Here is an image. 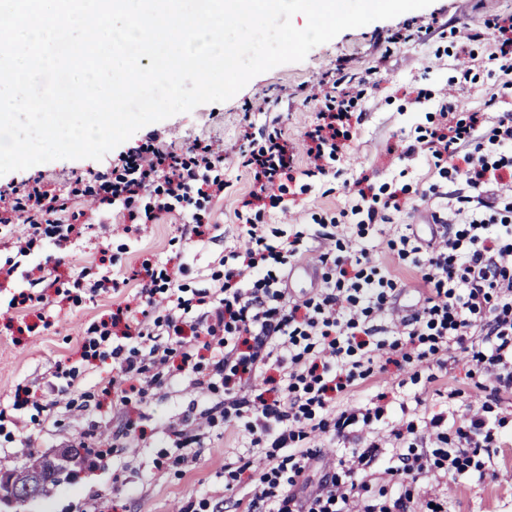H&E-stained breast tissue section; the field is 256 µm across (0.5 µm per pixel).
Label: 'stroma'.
Returning <instances> with one entry per match:
<instances>
[{
  "label": "stroma",
  "instance_id": "stroma-1",
  "mask_svg": "<svg viewBox=\"0 0 512 512\" xmlns=\"http://www.w3.org/2000/svg\"><path fill=\"white\" fill-rule=\"evenodd\" d=\"M512 15V0H433L426 8L389 20L349 29L330 42L313 48L298 63L284 64L252 78L233 98L199 105L135 132L102 159L55 160L0 176V190L42 180L62 190L74 188L75 177H89L141 145L147 134L164 143L212 139L224 145V178L233 193L200 212L202 222L215 225L212 238L191 239L181 215L170 214L161 224L126 233L113 225L95 226L92 233L67 250L49 239L37 241L18 254L9 232L0 233V267L13 268L0 280V467L22 466L23 449L51 453L61 448L81 449L76 474L62 475L53 492L30 499L21 507L3 506L0 512H235L240 491L224 488V466L249 458L245 434L225 430L223 422L201 426L207 414L224 398L223 388L210 389L198 382L192 368L163 378L143 399L121 403L112 389L111 342L100 343L95 356L85 355L82 341L87 329L108 317L112 295L97 288L105 271H124L143 259L178 267L177 279L190 290L216 288L214 273L230 250L244 247L242 223L235 217L241 194L249 181L239 165L240 146L260 147L268 133L282 130L297 153L300 166L308 161L303 134L315 122L314 103L304 102L301 88L339 80L360 118L343 128L344 147L324 177H297L286 183L278 208L265 210L263 223L316 225L350 209L353 183L367 177L374 194L386 197L403 189L404 206L393 214L396 224L412 225L430 238V213L439 193L451 191L441 178L447 160L426 156L401 157L402 145L440 129V109L452 100L457 117L486 113L496 120L512 111V63L499 55L492 30L485 21L494 15ZM411 28L406 42H391L392 34ZM478 38L469 40L467 30ZM107 249L110 267L98 261ZM63 255L55 287L25 317H17L9 303L20 293L32 292L36 267L47 256ZM378 263L396 277L401 287L397 306L415 307L413 287L417 268L398 263L386 245L375 253ZM75 368L78 390L56 379L58 368ZM464 359L446 368L420 362L397 369L388 366L374 381L341 396L337 409L369 404L386 392L390 404L387 423L374 431L387 433L402 419L431 417L446 411L451 391H461L472 402L483 400ZM30 388L32 404L14 408L17 385ZM53 401L52 418L38 412L40 403ZM504 418L500 446L492 451V473L471 474L455 484L420 476L415 492L448 498V512H512V393H504L494 409ZM131 436H121L126 423ZM193 436V443L178 447L176 431Z\"/></svg>",
  "mask_w": 512,
  "mask_h": 512
}]
</instances>
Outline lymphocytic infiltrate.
<instances>
[{
	"instance_id": "f902f5d3",
	"label": "lymphocytic infiltrate",
	"mask_w": 512,
	"mask_h": 512,
	"mask_svg": "<svg viewBox=\"0 0 512 512\" xmlns=\"http://www.w3.org/2000/svg\"><path fill=\"white\" fill-rule=\"evenodd\" d=\"M350 109L344 95L326 96L305 132L315 173L325 174L327 157L336 154ZM402 154L449 157L445 178L464 181L470 189L466 195L449 193L434 212L440 230L430 240L393 229L388 248L420 272L419 306L410 312L396 308L398 282L376 262L371 247L357 245L335 223L313 233L296 224L273 235L264 225H248L241 266L225 268L221 285L211 293L183 295L175 273L164 266L146 265L99 282L119 301L109 321L93 328L86 347H96L116 330L138 339L132 346H113L116 382L143 397L169 374L173 339L183 342V361L193 360L198 349L209 351L205 369L222 382L224 402L207 421L220 419L225 428L246 432L263 462L242 512H411L419 476L455 481L484 470V453L498 443L492 404L500 393L512 391V113L493 122L485 113H469L407 143ZM239 160L251 185L241 200L246 211L264 209L295 171L294 154L278 131L268 134L260 150L240 151ZM223 161L209 140L176 146L152 139L128 153L121 169L97 171L85 192L40 182L0 192V226H23L16 237L22 254L44 237L61 244L79 240L98 218L158 224L179 212L191 235L201 239L212 227L190 206L198 198H223L227 182L211 175ZM86 196L97 201L96 216L83 209ZM401 209L399 192L381 200L360 186L350 213L373 231L388 222L389 211ZM312 236L330 245L317 258L322 283L298 296L288 286L287 272L308 253ZM129 288L135 291L130 299ZM159 294L167 300L165 314L137 318L134 304L153 306ZM457 353L484 377L486 400L453 422L441 412L393 429L402 446L386 473L396 496L374 490L366 480L385 451L376 438L329 462L323 481L309 488L308 473L321 459L307 444L312 434L355 437L387 413L382 393L374 407L339 413L337 398L386 365L426 361L443 368ZM273 368L278 377L270 376ZM421 433L430 441L422 450L412 445Z\"/></svg>"
}]
</instances>
